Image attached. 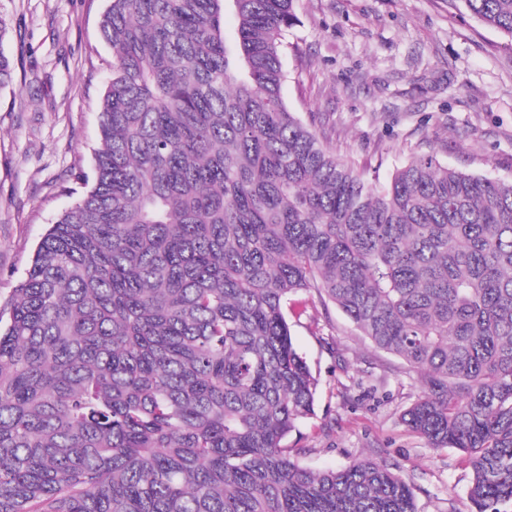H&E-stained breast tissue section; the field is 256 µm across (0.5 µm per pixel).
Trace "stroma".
Instances as JSON below:
<instances>
[{
    "mask_svg": "<svg viewBox=\"0 0 512 512\" xmlns=\"http://www.w3.org/2000/svg\"><path fill=\"white\" fill-rule=\"evenodd\" d=\"M107 0H0L15 62L0 88V298L8 299L47 229L82 195L99 143L112 50ZM284 98L336 155L386 182L420 154L512 181V38L461 0H298ZM292 338L320 379L300 428L301 466L363 458L398 466L418 512H470L466 457L434 450L400 422L419 384L317 293Z\"/></svg>",
    "mask_w": 512,
    "mask_h": 512,
    "instance_id": "stroma-1",
    "label": "stroma"
}]
</instances>
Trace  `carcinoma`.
Listing matches in <instances>:
<instances>
[{"mask_svg": "<svg viewBox=\"0 0 512 512\" xmlns=\"http://www.w3.org/2000/svg\"><path fill=\"white\" fill-rule=\"evenodd\" d=\"M296 2L110 0L91 185L0 303V512H417L387 460L288 447L311 289L417 374L401 422L469 458L471 512H512V182L428 154L377 186L322 145ZM462 2L512 38V0Z\"/></svg>", "mask_w": 512, "mask_h": 512, "instance_id": "cac0c4a2", "label": "carcinoma"}]
</instances>
